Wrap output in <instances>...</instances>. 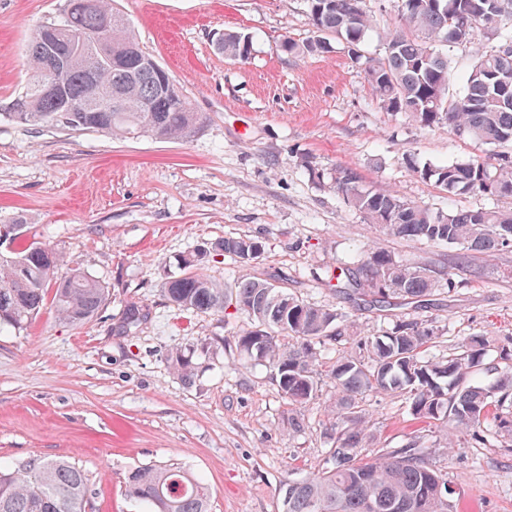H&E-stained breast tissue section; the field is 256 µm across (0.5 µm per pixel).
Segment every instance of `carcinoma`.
Segmentation results:
<instances>
[{"mask_svg": "<svg viewBox=\"0 0 512 512\" xmlns=\"http://www.w3.org/2000/svg\"><path fill=\"white\" fill-rule=\"evenodd\" d=\"M316 36L306 43L282 42L291 55L325 53L327 37L360 52L372 29L360 0H309ZM512 18V0H401L399 28L383 34L385 56L366 61L372 91L388 112H409L424 127L445 123L455 134L477 143L512 145V36L477 51L454 97L452 76L442 47L470 43L504 15ZM54 27L61 38L50 45L40 30ZM84 39L81 49L65 36ZM217 50L231 59L248 58L252 40L226 32ZM153 55L141 46L130 21L111 0H65L59 19L45 22L29 42L32 74L11 102L6 118L20 124L62 125L115 136L183 139L200 126L202 116L173 81L161 82L149 65ZM422 178L434 180L450 194L477 192L512 198V155L493 153L447 165L426 166ZM350 168L336 169L335 188L366 223L389 237L443 242L492 257L512 247V208L506 210L432 211L392 191L362 190ZM263 251L262 242L226 236L180 259L183 272L167 278L164 296L172 304L203 313L229 308L250 320L234 336L249 359L268 363L288 405L304 408L319 392L322 348L342 334L355 337L358 358L336 361L330 378L336 402L329 412L332 448L326 467L312 477L286 484L282 512H460V500L448 480L428 461L421 437L399 448L368 447L369 393L400 394L414 420L445 435L477 444L490 430L512 437V359L505 358L491 386L474 381L481 369L485 338L474 336L445 359L421 356L437 336L432 327L402 319L382 336H360L348 315L308 305L274 283L243 273L230 285L204 272L215 253L248 266ZM455 286L452 274L396 261L374 246L343 281L344 294L369 295L377 304L400 299L422 307L436 290ZM109 289L76 266L66 267L62 252L32 242L0 257V326L22 328L51 301L57 317L81 326L98 314ZM183 377L192 375L188 356L169 354ZM87 478L64 457H29L0 464V512H85ZM128 496L144 512H210V492L202 478L183 466L146 465L125 478Z\"/></svg>", "mask_w": 512, "mask_h": 512, "instance_id": "carcinoma-1", "label": "carcinoma"}]
</instances>
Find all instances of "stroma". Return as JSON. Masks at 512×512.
Returning <instances> with one entry per match:
<instances>
[{"mask_svg": "<svg viewBox=\"0 0 512 512\" xmlns=\"http://www.w3.org/2000/svg\"><path fill=\"white\" fill-rule=\"evenodd\" d=\"M64 0H0V226L17 225L19 242L58 248L110 295L79 327L44 308L23 329L0 330V461L66 457L87 477V512H142L124 478L145 464H178L200 475L211 512H281L283 486L317 474L331 446L325 408L336 396L326 374L358 355L348 338L327 345L319 397L288 428V402L269 367L243 364L233 336L243 314H204L167 302L161 292L179 258L227 236H248L264 250L250 266L305 303L346 312L358 333L381 336L403 306L355 304L328 271L356 267L380 244L411 266L455 274L415 310L438 328L425 348L445 358L465 339H486L493 384L500 352L512 350V250L493 258L461 247L390 239L367 224L333 186L338 168L360 186L392 190L439 211L505 207L482 194L452 195L421 178L420 167L493 153L447 125H419L407 112L380 108L365 60L385 54L382 32L399 24L397 0H362L374 28L357 60L339 41L329 52L289 55L284 39L312 40L307 0H114L143 46L168 70L203 117L185 139L115 137L5 118L30 74L33 30L57 18ZM227 31L252 39L248 59L215 48ZM512 31L448 47L457 95L474 54ZM138 307L133 328L126 312ZM195 346L191 381L168 361ZM372 444L396 448L423 435L429 459L470 512H512V439L476 447L421 431L399 396L369 395Z\"/></svg>", "mask_w": 512, "mask_h": 512, "instance_id": "35a3bbf8", "label": "stroma"}]
</instances>
